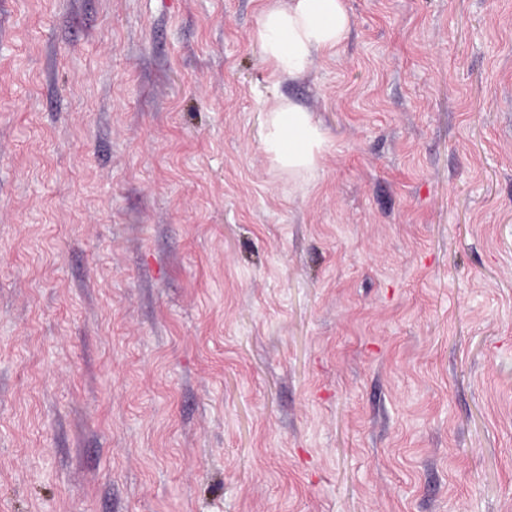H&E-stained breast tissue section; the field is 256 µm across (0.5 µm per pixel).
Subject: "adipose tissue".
<instances>
[{
    "label": "adipose tissue",
    "mask_w": 512,
    "mask_h": 512,
    "mask_svg": "<svg viewBox=\"0 0 512 512\" xmlns=\"http://www.w3.org/2000/svg\"><path fill=\"white\" fill-rule=\"evenodd\" d=\"M349 25L343 0H290L288 7L262 11L255 38L273 75L296 77L308 70L315 52L335 50ZM325 143L322 129L302 105L279 100L268 108L263 147L289 177L312 172Z\"/></svg>",
    "instance_id": "obj_1"
}]
</instances>
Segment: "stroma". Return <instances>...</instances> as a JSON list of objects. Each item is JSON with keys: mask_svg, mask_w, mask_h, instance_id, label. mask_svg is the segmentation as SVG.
Returning <instances> with one entry per match:
<instances>
[{"mask_svg": "<svg viewBox=\"0 0 512 512\" xmlns=\"http://www.w3.org/2000/svg\"><path fill=\"white\" fill-rule=\"evenodd\" d=\"M265 5L0 0V512H512V0ZM287 8L261 12L255 38L273 75L296 77L315 52L334 51L344 40L350 17L343 0H290ZM263 147L288 178L312 172L326 138L310 111L291 100H278L267 110Z\"/></svg>", "mask_w": 512, "mask_h": 512, "instance_id": "35a3bbf8", "label": "stroma"}]
</instances>
